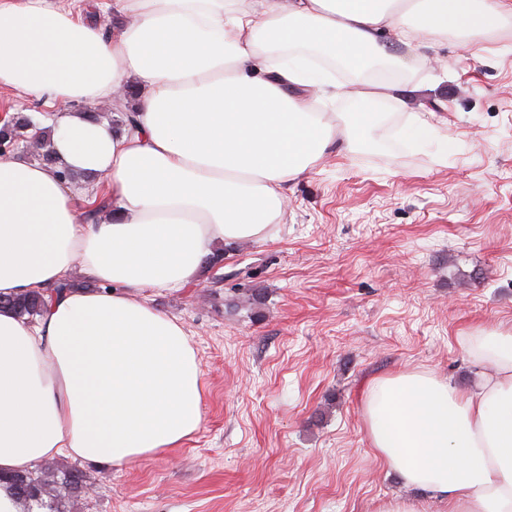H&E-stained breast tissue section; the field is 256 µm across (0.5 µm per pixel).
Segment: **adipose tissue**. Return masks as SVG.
Returning a JSON list of instances; mask_svg holds the SVG:
<instances>
[{"label":"adipose tissue","instance_id":"ef3b65f1","mask_svg":"<svg viewBox=\"0 0 512 512\" xmlns=\"http://www.w3.org/2000/svg\"><path fill=\"white\" fill-rule=\"evenodd\" d=\"M78 12L0 0V88L49 110L56 157L0 154V298L48 295L31 320L0 307L1 473L180 447L202 421L196 352L145 291L196 282L218 245L269 238L289 182L364 142L393 88L371 80L356 111H319L328 63L402 65L394 44L469 41L512 0H115L108 35ZM133 85L135 126L72 109ZM62 170L106 182L105 219L86 222ZM77 266L92 287L69 285ZM465 347L486 366L473 389L427 370L374 379L364 429L388 472L448 512H512V328Z\"/></svg>","mask_w":512,"mask_h":512}]
</instances>
